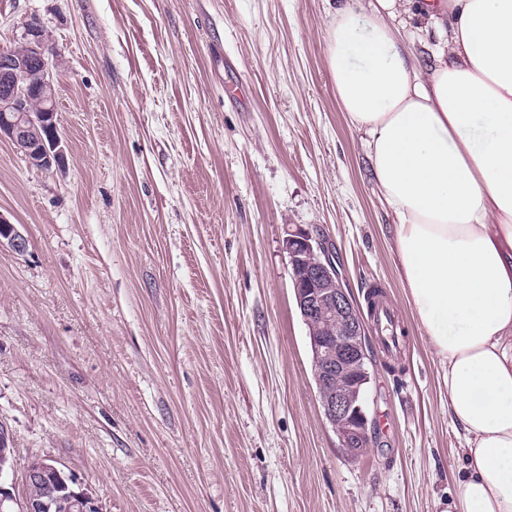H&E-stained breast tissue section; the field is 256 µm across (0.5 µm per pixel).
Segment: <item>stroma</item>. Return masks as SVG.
Wrapping results in <instances>:
<instances>
[{"instance_id":"stroma-1","label":"stroma","mask_w":512,"mask_h":512,"mask_svg":"<svg viewBox=\"0 0 512 512\" xmlns=\"http://www.w3.org/2000/svg\"><path fill=\"white\" fill-rule=\"evenodd\" d=\"M329 0H0L61 56L64 168L0 142V427L103 512H442L462 439L397 270L393 217L327 65ZM244 90L228 100L226 87ZM384 285L409 352L376 354L385 444L324 416L283 241Z\"/></svg>"}]
</instances>
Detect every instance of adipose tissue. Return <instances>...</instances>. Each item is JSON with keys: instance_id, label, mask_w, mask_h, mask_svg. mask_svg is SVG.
Masks as SVG:
<instances>
[{"instance_id": "1", "label": "adipose tissue", "mask_w": 512, "mask_h": 512, "mask_svg": "<svg viewBox=\"0 0 512 512\" xmlns=\"http://www.w3.org/2000/svg\"><path fill=\"white\" fill-rule=\"evenodd\" d=\"M415 17L439 37L427 67ZM326 29L464 434L446 512H512V0H336Z\"/></svg>"}]
</instances>
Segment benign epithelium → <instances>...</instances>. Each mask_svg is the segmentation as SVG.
<instances>
[{
  "instance_id": "obj_1",
  "label": "benign epithelium",
  "mask_w": 512,
  "mask_h": 512,
  "mask_svg": "<svg viewBox=\"0 0 512 512\" xmlns=\"http://www.w3.org/2000/svg\"><path fill=\"white\" fill-rule=\"evenodd\" d=\"M46 27L32 19L15 35L21 53L0 49V140L9 141L26 163L50 170L65 163L58 134L54 99V70L59 59L45 36ZM41 102L31 109L32 99ZM18 251L25 238L0 215V240ZM296 305L311 326L314 378L324 415L351 456L375 446L376 416L367 403L369 365L374 350L365 319L355 306L339 270L340 261L329 240L320 233L296 228L284 240ZM9 472L0 471V512H49L56 491L67 492L73 512H101L91 491L47 458L31 460L25 469L27 487L48 485L45 496L17 498Z\"/></svg>"
}]
</instances>
